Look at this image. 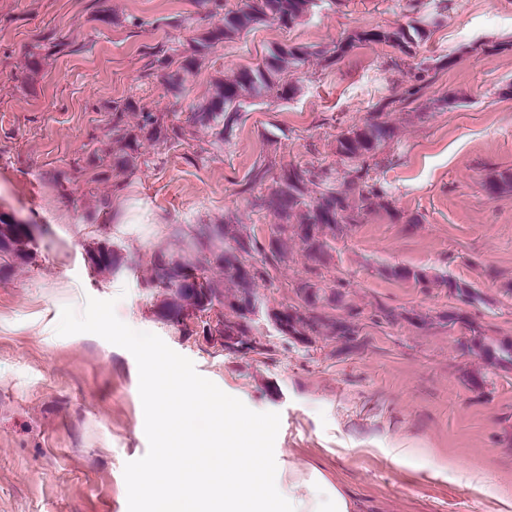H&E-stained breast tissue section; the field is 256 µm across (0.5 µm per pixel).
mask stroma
Masks as SVG:
<instances>
[{"mask_svg": "<svg viewBox=\"0 0 512 512\" xmlns=\"http://www.w3.org/2000/svg\"><path fill=\"white\" fill-rule=\"evenodd\" d=\"M214 23L209 0H0V215L39 229L28 263L0 256V512H145L137 465L168 433L147 425L143 399L175 377L269 424L258 446L270 471L318 466L360 512H512V369L463 351L444 319L457 312L512 340V191L485 189L512 175V0H318L290 27L269 19L218 44L193 72L143 78L149 48L188 54ZM416 23L428 37L413 48L414 102L377 107L398 90L389 46L328 60L354 30ZM279 43L318 51L289 72L293 97L245 100L228 138L199 126L179 144L143 142L135 173L113 167L115 101L138 102L132 126L171 110L176 81L184 105L205 102ZM375 111L393 137L370 175L392 208L331 251L346 283L334 314L357 312L355 345L287 344L260 314L271 353L234 355L201 324L183 334L157 318L161 297L142 284L156 251L177 253L199 224L263 235L275 217L247 203L253 169L344 172L337 137ZM104 236L142 267L96 275L86 249ZM290 250L257 289L264 305L298 302L308 261ZM400 266L432 285L390 277ZM444 458L461 464L437 474Z\"/></svg>", "mask_w": 512, "mask_h": 512, "instance_id": "obj_1", "label": "stroma"}]
</instances>
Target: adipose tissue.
Segmentation results:
<instances>
[{"instance_id": "ef3b65f1", "label": "adipose tissue", "mask_w": 512, "mask_h": 512, "mask_svg": "<svg viewBox=\"0 0 512 512\" xmlns=\"http://www.w3.org/2000/svg\"><path fill=\"white\" fill-rule=\"evenodd\" d=\"M199 387L182 381L178 391L151 388L145 397V416L154 426L188 432L200 408ZM210 410L224 423V445L201 453L199 449L158 448L141 461V487L147 495V512H201L206 498L217 501L218 512H358L356 504L314 466H289L275 481L265 479L263 455L255 444L260 432L244 426L238 408L220 397H210ZM179 459L172 468L171 459ZM206 471L209 485H198L196 473Z\"/></svg>"}]
</instances>
